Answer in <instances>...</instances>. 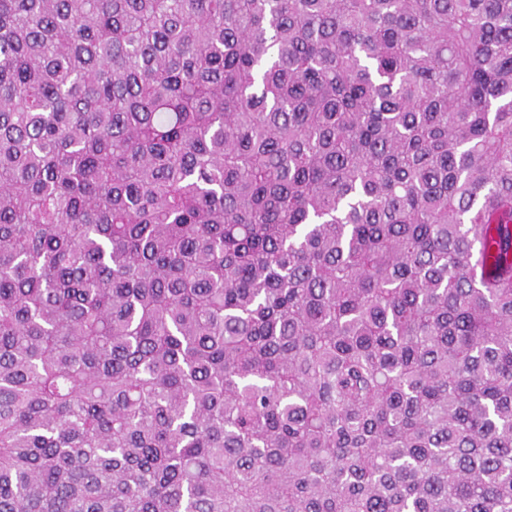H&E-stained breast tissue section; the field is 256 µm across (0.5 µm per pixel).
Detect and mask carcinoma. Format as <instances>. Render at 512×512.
<instances>
[{
	"label": "carcinoma",
	"mask_w": 512,
	"mask_h": 512,
	"mask_svg": "<svg viewBox=\"0 0 512 512\" xmlns=\"http://www.w3.org/2000/svg\"><path fill=\"white\" fill-rule=\"evenodd\" d=\"M512 0H0V512H512Z\"/></svg>",
	"instance_id": "cac0c4a2"
}]
</instances>
